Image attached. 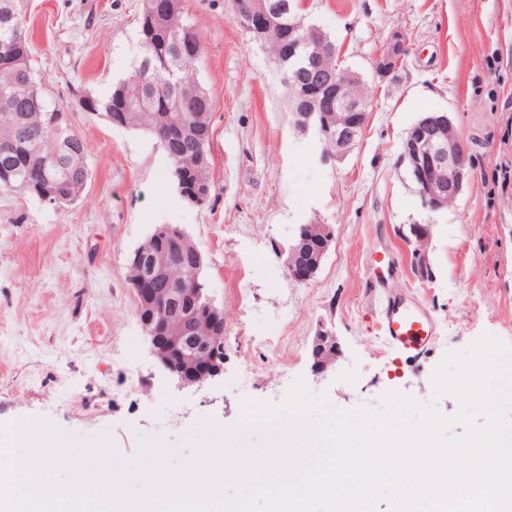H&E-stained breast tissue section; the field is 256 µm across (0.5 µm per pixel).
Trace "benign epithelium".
<instances>
[{"mask_svg":"<svg viewBox=\"0 0 512 512\" xmlns=\"http://www.w3.org/2000/svg\"><path fill=\"white\" fill-rule=\"evenodd\" d=\"M233 12L240 26L256 34L261 32L268 18L264 0H245L243 3L235 0ZM405 53L403 36L393 33L376 59V72L383 78L390 76ZM359 81L357 75L347 70L334 79L320 75L314 84H295L290 97L294 126L303 131L318 128L335 143L334 156L339 159L346 155L366 124L368 105L343 93L346 86ZM400 160L406 164L421 200L433 211L448 207V194L459 195L469 179L466 152L445 112L428 115L407 130ZM331 240L329 230L314 239L309 226L303 225L286 262L289 277L298 283L309 281L317 272ZM189 242L179 226L158 224L148 242L135 252L136 262L146 265L148 271L137 289L139 322L156 359L187 387L213 380L224 371L223 357L220 356L224 352V337L197 336L193 331L197 315L219 316V308L204 296L203 289L183 286L168 290L167 299L161 306L181 316L179 331L169 332L158 319L161 306L153 288L154 272L165 266L169 254L183 250Z\"/></svg>","mask_w":512,"mask_h":512,"instance_id":"benign-epithelium-1","label":"benign epithelium"}]
</instances>
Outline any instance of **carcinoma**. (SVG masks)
<instances>
[{
  "instance_id": "obj_1",
  "label": "carcinoma",
  "mask_w": 512,
  "mask_h": 512,
  "mask_svg": "<svg viewBox=\"0 0 512 512\" xmlns=\"http://www.w3.org/2000/svg\"><path fill=\"white\" fill-rule=\"evenodd\" d=\"M164 2L170 9L156 14L143 3L137 56L108 98L98 101V111L110 108L125 126L156 138L170 161L174 185L189 189L198 180H209L213 102L197 79L204 55L200 32L184 22L183 0ZM266 3L271 26L258 42L283 74L312 77V71L301 72L288 60V30L297 0ZM4 8L11 11L12 21L0 26V145H9L10 153L0 155V188H18L38 199L72 182L82 192L89 179L85 144L34 76L23 0H0V10ZM194 277L193 268L174 254L156 282L157 294L190 285Z\"/></svg>"
}]
</instances>
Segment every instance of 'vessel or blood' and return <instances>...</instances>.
Instances as JSON below:
<instances>
[{
	"instance_id": "1",
	"label": "vessel or blood",
	"mask_w": 512,
	"mask_h": 512,
	"mask_svg": "<svg viewBox=\"0 0 512 512\" xmlns=\"http://www.w3.org/2000/svg\"><path fill=\"white\" fill-rule=\"evenodd\" d=\"M380 326L394 348L411 358L423 356L436 335L433 319L423 306L415 303H386Z\"/></svg>"
}]
</instances>
